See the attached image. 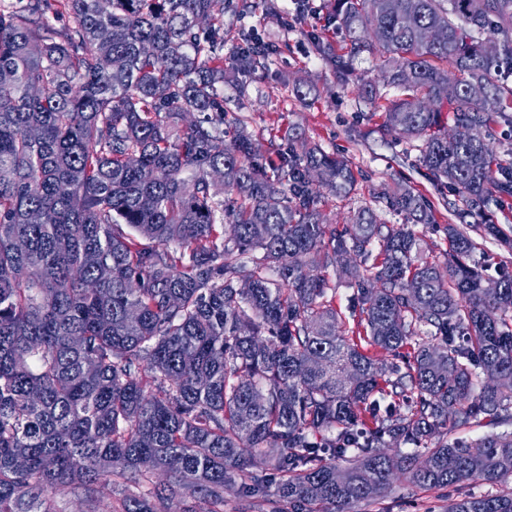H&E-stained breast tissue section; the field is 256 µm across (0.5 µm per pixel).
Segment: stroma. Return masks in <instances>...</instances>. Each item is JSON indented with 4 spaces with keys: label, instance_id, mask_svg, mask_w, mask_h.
I'll return each mask as SVG.
<instances>
[{
    "label": "stroma",
    "instance_id": "obj_1",
    "mask_svg": "<svg viewBox=\"0 0 512 512\" xmlns=\"http://www.w3.org/2000/svg\"><path fill=\"white\" fill-rule=\"evenodd\" d=\"M250 7L224 15L225 61L240 52L239 31L261 38L275 47L266 69L239 76L237 84L224 88V122L245 125L255 139L256 159L265 164L276 159L288 145H320L325 151L345 156L356 176L352 193L344 199L323 196L321 210L329 224H345L350 211L374 202L377 191L397 184L426 197L435 221L420 224L415 232L423 241L426 257L444 261L448 247L447 225L458 223L463 203L457 193L438 184L421 166L422 143L397 138L383 129V107L395 99L396 90L384 86L387 64L378 56L356 58L348 77L319 57L314 48L321 40L339 47L346 45L344 32L329 21L323 0H308L298 9L296 0H276L279 12L265 10L261 0H248ZM303 80L307 98L294 93L296 80ZM377 83L378 101L362 99L361 82ZM512 492V478L491 483L474 477L457 487L427 490L404 483L376 505L357 504L353 512H442L448 500L468 494Z\"/></svg>",
    "mask_w": 512,
    "mask_h": 512
}]
</instances>
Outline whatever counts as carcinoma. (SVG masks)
I'll list each match as a JSON object with an SVG mask.
<instances>
[{
    "instance_id": "1",
    "label": "carcinoma",
    "mask_w": 512,
    "mask_h": 512,
    "mask_svg": "<svg viewBox=\"0 0 512 512\" xmlns=\"http://www.w3.org/2000/svg\"><path fill=\"white\" fill-rule=\"evenodd\" d=\"M232 7L248 5L0 9V512H58V492L99 512L102 483L109 512H224L228 484L246 512H350L397 482L512 478V432L448 442L452 428L512 420V272L485 288L454 224L446 262L424 258L410 225L434 210L405 187L377 195L403 224L369 206L324 223L314 185L346 197L355 184L336 153L290 145L258 164L252 135L224 130L217 50ZM324 8L350 55L395 63L385 80L402 97L385 130L423 140L422 164L462 215L512 197V164L489 140L512 110V0ZM271 54L249 44L231 69L254 74ZM369 259L352 312L383 363L343 336L325 275ZM448 512H512V493Z\"/></svg>"
}]
</instances>
